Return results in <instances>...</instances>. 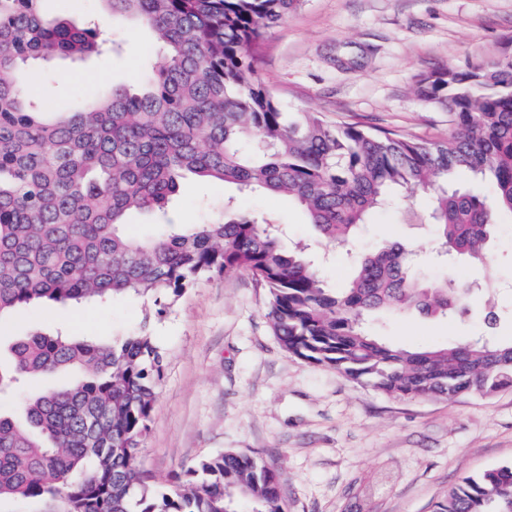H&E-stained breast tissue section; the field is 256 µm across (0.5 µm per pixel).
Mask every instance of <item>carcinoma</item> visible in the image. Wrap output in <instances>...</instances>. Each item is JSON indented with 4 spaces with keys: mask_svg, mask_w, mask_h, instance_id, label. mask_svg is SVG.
I'll list each match as a JSON object with an SVG mask.
<instances>
[{
    "mask_svg": "<svg viewBox=\"0 0 512 512\" xmlns=\"http://www.w3.org/2000/svg\"><path fill=\"white\" fill-rule=\"evenodd\" d=\"M43 0H0V317L30 304L152 293L180 295L212 274L250 273L288 353L395 399L453 400L512 387V344L476 339L409 350L368 330L376 313L455 312L470 292L453 274L425 282L387 242L330 288L278 225L238 211L133 238L126 218L164 215L187 173L294 201L329 245L347 249L399 191L431 196L440 249L483 263L497 210L512 213V51L419 76L417 96L452 117L424 141L290 117L261 82L251 51L301 0H104L150 27L164 55L141 91L114 88L47 116L17 77L30 58L99 49L96 27L47 25ZM490 179L492 201L453 181ZM81 377L0 413V498H50L59 512H286L282 481L255 455L200 460L175 485H153L137 459L152 421L162 355L145 325L112 342L34 332L9 345L0 392L41 375ZM434 512H512V466L462 478Z\"/></svg>",
    "mask_w": 512,
    "mask_h": 512,
    "instance_id": "cac0c4a2",
    "label": "carcinoma"
}]
</instances>
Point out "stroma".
Instances as JSON below:
<instances>
[{"instance_id": "35a3bbf8", "label": "stroma", "mask_w": 512, "mask_h": 512, "mask_svg": "<svg viewBox=\"0 0 512 512\" xmlns=\"http://www.w3.org/2000/svg\"><path fill=\"white\" fill-rule=\"evenodd\" d=\"M46 19H99L114 53L36 60L23 77L43 108L68 111L145 80L161 48L146 26L113 19L102 0H44ZM512 41V0H302L259 49L257 76L291 112L332 124L447 137L446 110L415 94L419 75L497 57ZM242 212L285 227L282 245H308L329 287L351 278V255L399 241L425 279L448 270L437 257L430 197L405 191L374 211L342 255L320 242L288 198L187 179L167 218L199 224L227 196ZM487 261L456 264L458 277L490 283L501 311L487 328L480 311L446 320L388 315L373 334L409 349L491 334L512 341V215L500 218ZM266 290L246 272L211 275L165 309L154 297L29 306L0 319V345L31 332L107 340L148 326L163 357L150 430L138 464L157 485L228 450L260 457L283 480L287 512H432L466 476L512 465V388L490 397L393 400L343 373L289 354L264 316Z\"/></svg>"}]
</instances>
